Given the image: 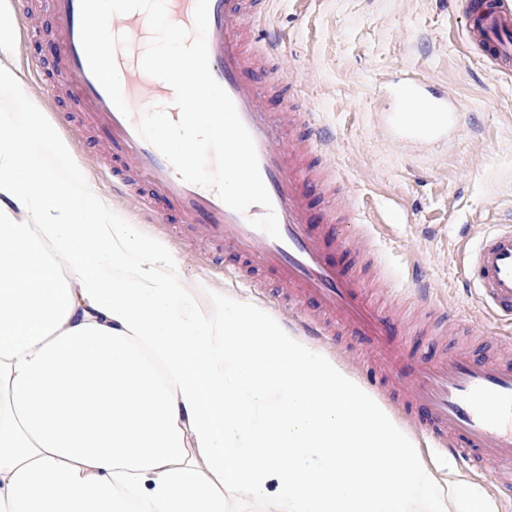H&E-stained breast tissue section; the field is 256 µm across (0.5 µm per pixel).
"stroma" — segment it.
I'll return each instance as SVG.
<instances>
[{
  "instance_id": "obj_1",
  "label": "stroma",
  "mask_w": 512,
  "mask_h": 512,
  "mask_svg": "<svg viewBox=\"0 0 512 512\" xmlns=\"http://www.w3.org/2000/svg\"><path fill=\"white\" fill-rule=\"evenodd\" d=\"M17 43L1 61L22 87L0 86V113L17 93L40 101L44 120L69 145L75 162L110 212L166 250L173 271L199 302L222 293L277 314L279 284L269 272L242 270L241 259L218 254L191 224H167L165 204L139 212L106 167V128L86 104L55 84L58 27L46 0H10ZM40 35L28 39L30 28ZM257 35L273 36L277 55L251 71L265 108L280 111L281 93L296 81L298 103L332 142L319 160L336 169L337 186L367 226L393 285L419 277L429 284L428 308L405 309L393 337L417 358L434 361L461 350L495 355L512 339V322L481 309L466 285V253L488 225L512 215V74L498 71L468 39L462 0H262ZM416 70L463 105L448 134L422 140L391 123L388 82Z\"/></svg>"
}]
</instances>
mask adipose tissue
Returning a JSON list of instances; mask_svg holds the SVG:
<instances>
[{
    "mask_svg": "<svg viewBox=\"0 0 512 512\" xmlns=\"http://www.w3.org/2000/svg\"><path fill=\"white\" fill-rule=\"evenodd\" d=\"M24 111L0 115V512H224V484L276 512H496L264 308L200 307Z\"/></svg>",
    "mask_w": 512,
    "mask_h": 512,
    "instance_id": "obj_1",
    "label": "adipose tissue"
}]
</instances>
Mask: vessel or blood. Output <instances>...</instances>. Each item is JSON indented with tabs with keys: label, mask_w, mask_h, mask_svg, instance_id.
<instances>
[{
	"label": "vessel or blood",
	"mask_w": 512,
	"mask_h": 512,
	"mask_svg": "<svg viewBox=\"0 0 512 512\" xmlns=\"http://www.w3.org/2000/svg\"><path fill=\"white\" fill-rule=\"evenodd\" d=\"M195 7L196 0H166L169 20L188 29ZM47 8L60 30L57 79L75 89L106 122L113 178L126 187L150 185L157 195L175 202L180 217L192 221L219 248L237 254L252 269L275 270L280 283L294 289L293 294L282 295L281 312L287 320H299L306 335L361 337L376 355L368 384L406 411L421 410L438 447L450 450L461 463L476 468L497 465L498 488L512 491V364L474 360L459 352L430 364L414 362L405 374H398L401 352L385 338L389 309L371 299L368 283L356 270H344L327 260L329 247L336 245L377 263L364 224L315 228L309 222L306 192L312 185L338 178L337 171L319 173L311 163L324 152L325 137L299 109L267 111L258 86L242 77L249 61L245 35L253 21L243 0H210L209 63L253 138L279 223L277 239L249 223L263 215L261 206H251L242 214L226 206L214 187L183 181L167 158L139 134V113L125 116L118 111L89 69L80 40V0H47ZM465 12L470 41L499 71L511 72L512 0H466ZM109 26L113 34L128 38L127 47L118 48L116 54L127 104L161 102L166 89L140 66L150 36L146 13L113 15ZM387 91L397 111L433 114L436 133L454 126L462 110L455 96L433 88L423 76L405 78ZM288 125L299 129L298 141L285 139ZM468 264L469 286L481 305L494 314H512V225L488 226L469 252ZM303 297L317 304L327 322L299 314Z\"/></svg>",
	"instance_id": "1"
}]
</instances>
